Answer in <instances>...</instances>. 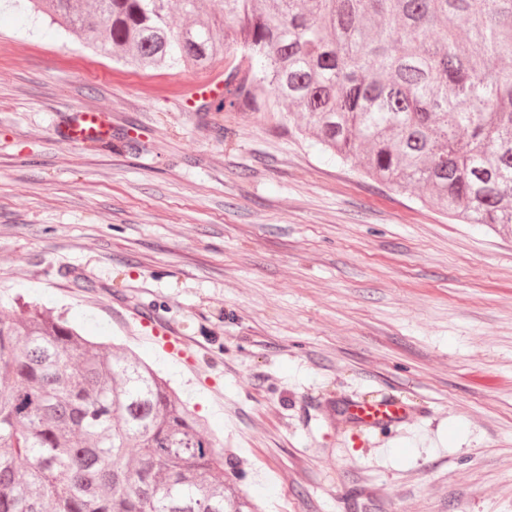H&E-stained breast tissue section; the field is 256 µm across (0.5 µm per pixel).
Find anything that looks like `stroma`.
<instances>
[{
    "label": "stroma",
    "mask_w": 512,
    "mask_h": 512,
    "mask_svg": "<svg viewBox=\"0 0 512 512\" xmlns=\"http://www.w3.org/2000/svg\"><path fill=\"white\" fill-rule=\"evenodd\" d=\"M223 79L0 8V319L21 295L161 370L259 512H512V231L199 111ZM80 109L111 144L62 136ZM368 392L406 421L346 426Z\"/></svg>",
    "instance_id": "obj_1"
}]
</instances>
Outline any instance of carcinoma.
I'll use <instances>...</instances> for the list:
<instances>
[{
	"mask_svg": "<svg viewBox=\"0 0 512 512\" xmlns=\"http://www.w3.org/2000/svg\"><path fill=\"white\" fill-rule=\"evenodd\" d=\"M26 2L116 62L222 61L200 110L267 112L452 219L512 228V0ZM0 512L258 509L151 364L26 303L0 320Z\"/></svg>",
	"mask_w": 512,
	"mask_h": 512,
	"instance_id": "cac0c4a2",
	"label": "carcinoma"
}]
</instances>
